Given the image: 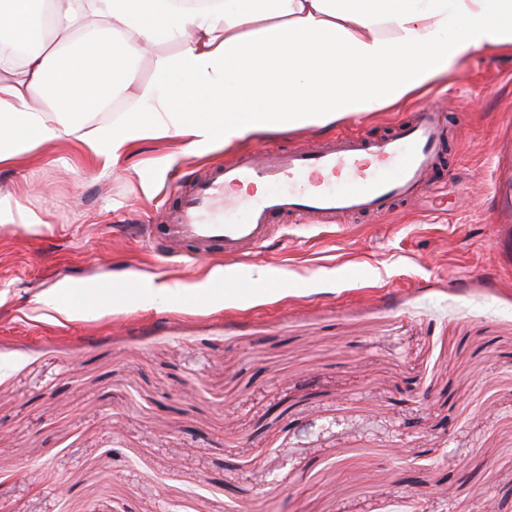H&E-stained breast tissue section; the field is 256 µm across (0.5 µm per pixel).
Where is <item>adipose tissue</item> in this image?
I'll list each match as a JSON object with an SVG mask.
<instances>
[{
    "label": "adipose tissue",
    "instance_id": "1",
    "mask_svg": "<svg viewBox=\"0 0 512 512\" xmlns=\"http://www.w3.org/2000/svg\"><path fill=\"white\" fill-rule=\"evenodd\" d=\"M46 18L33 24L35 14ZM512 0H0V29L28 45L0 58V168L47 142H81L103 166L148 138L185 149L250 132L289 131L404 103L446 76L472 49L512 48ZM182 46L181 94L136 85L129 60L154 40ZM151 108L101 123L116 93ZM205 99L211 113L198 119ZM96 289L56 288L40 301L56 322L111 310Z\"/></svg>",
    "mask_w": 512,
    "mask_h": 512
}]
</instances>
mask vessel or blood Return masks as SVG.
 <instances>
[{"label": "vessel or blood", "mask_w": 512, "mask_h": 512, "mask_svg": "<svg viewBox=\"0 0 512 512\" xmlns=\"http://www.w3.org/2000/svg\"><path fill=\"white\" fill-rule=\"evenodd\" d=\"M447 141L441 112L427 107L379 140L341 133L316 146L268 148L210 168L181 190L156 248L169 254L190 243L202 253L220 250L235 257L261 248L285 218L327 224L339 215H380L393 200L425 192ZM245 186L264 192L238 196ZM233 206L241 217L223 221L221 212Z\"/></svg>", "instance_id": "obj_1"}]
</instances>
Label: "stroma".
Listing matches in <instances>:
<instances>
[{"instance_id":"1","label":"stroma","mask_w":512,"mask_h":512,"mask_svg":"<svg viewBox=\"0 0 512 512\" xmlns=\"http://www.w3.org/2000/svg\"><path fill=\"white\" fill-rule=\"evenodd\" d=\"M181 50L137 57L140 84ZM454 136L416 200L285 224L261 255L157 253L183 175L265 146L379 139L427 104ZM0 512H512V50L474 49L422 97L326 127L104 169L77 141L0 169ZM163 283L62 325L23 317L67 282ZM209 282L194 305L185 288ZM312 421L309 435L298 424ZM0 224H20L24 227L37 228L42 222L32 213L19 208L13 209L10 205L0 204Z\"/></svg>"}]
</instances>
